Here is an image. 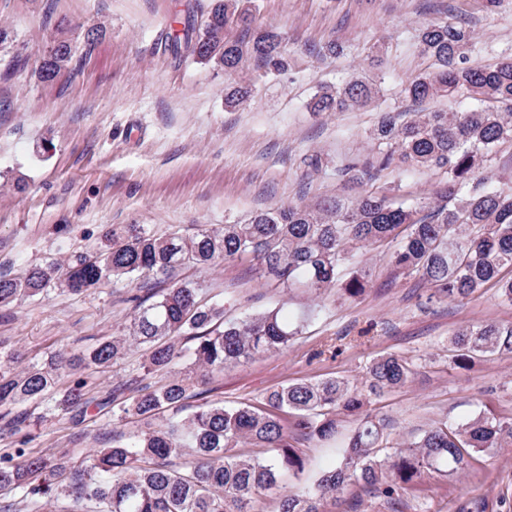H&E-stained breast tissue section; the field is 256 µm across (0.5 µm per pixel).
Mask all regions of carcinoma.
Here are the masks:
<instances>
[{
    "mask_svg": "<svg viewBox=\"0 0 512 512\" xmlns=\"http://www.w3.org/2000/svg\"><path fill=\"white\" fill-rule=\"evenodd\" d=\"M252 0H209L200 21L175 36V57L187 54L228 73L248 59L268 72L288 67V38L258 29ZM471 29L448 22L424 25L420 52L434 68L403 89L414 101L465 97L480 103L452 111L382 112L369 132L371 151L342 168L382 171L407 166L443 176L433 200L409 205L384 191L355 201L336 196L316 208L290 205L251 214L238 224L202 225L191 234L156 235L138 225L106 232L95 254L74 252L61 260L30 266L20 275L0 271V308L51 290L82 295L114 279L136 283L134 309L123 333L82 352H54L41 364L18 367L21 354L0 338V410L10 446L0 448V490L26 497L65 499L82 512H253L254 501L274 494L278 512H330L328 504H351L359 512L361 493L390 502L399 490L425 474L460 480L480 455L512 448V415L480 412L450 425H434L381 456L383 426L369 409L370 396L405 385L410 364L395 355L375 358L367 368V390L342 378L298 382L268 393L261 405L226 407L210 399V379L244 360L288 350L313 314L297 315L286 305L224 321V306L200 300L202 283L180 277L184 267L208 271L221 263L250 258L267 283L315 292L338 288L349 298L370 287L365 272L351 267L353 251L397 241L390 256L394 270L415 275L430 290L431 302L472 297L487 284L512 303V187L504 189L486 174V163L504 143H512V59L492 67L470 60ZM76 46L62 26L39 56L34 75L51 82L72 70ZM248 83L228 89L224 105L245 107ZM375 83L353 77L322 86L311 98L313 113L361 109L374 102ZM146 345L147 373L171 371L165 383L140 382L136 395L116 385L104 396L91 395L90 376ZM454 358L464 368L477 357L512 355V322L465 324L451 338ZM194 376L174 371L184 357ZM68 384L59 387L62 378ZM196 397L200 403L179 418L155 422ZM27 403L72 414L107 409L140 426L112 436L105 448H92L81 462L70 450L43 453L28 447L22 434L28 414L13 410ZM354 420L340 463L302 488L280 485L282 472L304 473L306 460L293 436L329 440L337 416ZM267 449L245 456L238 448Z\"/></svg>",
    "mask_w": 512,
    "mask_h": 512,
    "instance_id": "cac0c4a2",
    "label": "carcinoma"
}]
</instances>
